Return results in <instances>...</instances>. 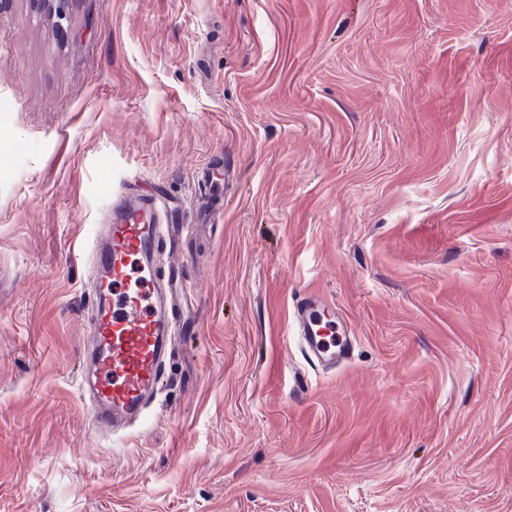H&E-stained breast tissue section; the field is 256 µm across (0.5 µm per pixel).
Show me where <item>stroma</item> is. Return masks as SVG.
Here are the masks:
<instances>
[{
	"mask_svg": "<svg viewBox=\"0 0 512 512\" xmlns=\"http://www.w3.org/2000/svg\"><path fill=\"white\" fill-rule=\"evenodd\" d=\"M134 180L187 330L115 439L79 349ZM309 287L348 366L288 331ZM0 512H512V0H0ZM291 320L300 351L313 369H336L354 359L356 339L349 323L319 291L305 289L296 297Z\"/></svg>",
	"mask_w": 512,
	"mask_h": 512,
	"instance_id": "obj_1",
	"label": "stroma"
}]
</instances>
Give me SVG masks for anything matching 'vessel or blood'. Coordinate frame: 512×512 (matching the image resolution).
<instances>
[{
  "label": "vessel or blood",
  "instance_id": "b4317fda",
  "mask_svg": "<svg viewBox=\"0 0 512 512\" xmlns=\"http://www.w3.org/2000/svg\"><path fill=\"white\" fill-rule=\"evenodd\" d=\"M180 230L163 194L130 188L113 198L108 224L92 237L89 256L96 275L82 350L81 392L88 418L106 433L123 434L145 423L165 376L178 325L171 298L180 275L160 270L152 254L160 236L173 240ZM291 320L300 351L313 369L352 362V329L322 293L302 291Z\"/></svg>",
  "mask_w": 512,
  "mask_h": 512
}]
</instances>
